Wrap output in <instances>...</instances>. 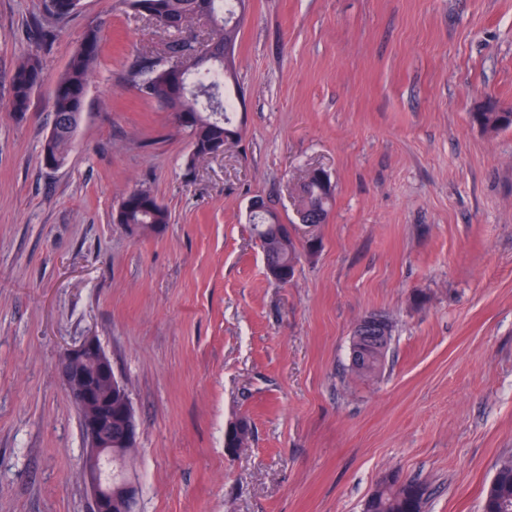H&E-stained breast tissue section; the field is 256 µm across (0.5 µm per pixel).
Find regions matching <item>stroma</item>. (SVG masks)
<instances>
[{
	"instance_id": "1",
	"label": "stroma",
	"mask_w": 512,
	"mask_h": 512,
	"mask_svg": "<svg viewBox=\"0 0 512 512\" xmlns=\"http://www.w3.org/2000/svg\"><path fill=\"white\" fill-rule=\"evenodd\" d=\"M55 31L42 48L36 24ZM99 56L67 163L40 162L55 82L84 32ZM170 34L125 0H0V512H89L84 440L58 371L100 341L138 424V512H362L390 474L424 512H483L512 456V0H247L241 137L189 163L172 113L129 73ZM44 71L10 111L19 58ZM322 170L325 223H300ZM150 189L155 231L113 218ZM263 198L322 247L272 282L249 222ZM386 315L382 372L350 371L355 323ZM248 417L247 448L224 431ZM495 112L484 110L472 113V121L485 134L496 135L502 131L512 129V112L508 109L496 107Z\"/></svg>"
}]
</instances>
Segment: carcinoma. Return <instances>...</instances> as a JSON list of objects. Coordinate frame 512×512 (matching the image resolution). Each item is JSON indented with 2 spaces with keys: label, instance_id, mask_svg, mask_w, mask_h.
<instances>
[{
  "label": "carcinoma",
  "instance_id": "carcinoma-1",
  "mask_svg": "<svg viewBox=\"0 0 512 512\" xmlns=\"http://www.w3.org/2000/svg\"><path fill=\"white\" fill-rule=\"evenodd\" d=\"M129 6L139 15L148 17L161 29L182 32L197 18H208L213 23L212 44L215 55L224 52L227 44H236L240 26L230 25L226 17L237 9V0H129ZM99 51V30H86L80 48L71 56L63 73L56 81L53 118L49 133L41 150H46L62 166L72 148L84 112L85 97ZM192 48L185 43L169 46V53L186 57L185 66L191 75L195 91L182 95L175 88L161 66L162 58L144 54L133 72V82L138 93H148L175 117H191L184 126L191 137L190 161L209 156L208 145L213 141L230 144L240 132L232 124L229 113L235 101L225 93L226 84L236 82V71L227 72L223 67L206 61L200 55L190 56ZM43 77V61L34 53L24 55L15 68L11 80L10 109L22 113L28 110L34 88ZM472 121L484 133L496 135L512 129V112H489L481 109L472 113ZM302 201L307 207L308 224L323 223L330 210L331 194H321L318 185L307 179L301 186ZM118 223L132 230H157L169 223L168 210L147 189L134 188L122 198L117 210ZM273 210L257 214L251 224L259 237L264 259L276 266L284 265L296 271L301 256L312 257L317 251L307 242L298 243L287 232L284 224H274ZM390 342L383 348H360L357 338L351 340V350L357 355L351 359V370L359 378H369L381 371ZM252 435L251 423L240 418L224 434V448H244ZM428 497V488L421 482L401 481L395 476L385 477L366 501L364 512H422ZM484 512H512V459L502 460L487 490Z\"/></svg>",
  "mask_w": 512,
  "mask_h": 512
}]
</instances>
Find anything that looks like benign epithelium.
<instances>
[{
  "instance_id": "1",
  "label": "benign epithelium",
  "mask_w": 512,
  "mask_h": 512,
  "mask_svg": "<svg viewBox=\"0 0 512 512\" xmlns=\"http://www.w3.org/2000/svg\"><path fill=\"white\" fill-rule=\"evenodd\" d=\"M353 334L366 342L379 344L387 335L383 317L363 316ZM59 374L71 403L80 412L85 455L81 476L91 496V512H134L138 494L134 481L117 476L107 483L102 463L121 456V444L138 440V429L129 395L112 369V361L98 339L86 337L63 352ZM124 418L126 428L121 442H112V410Z\"/></svg>"
}]
</instances>
